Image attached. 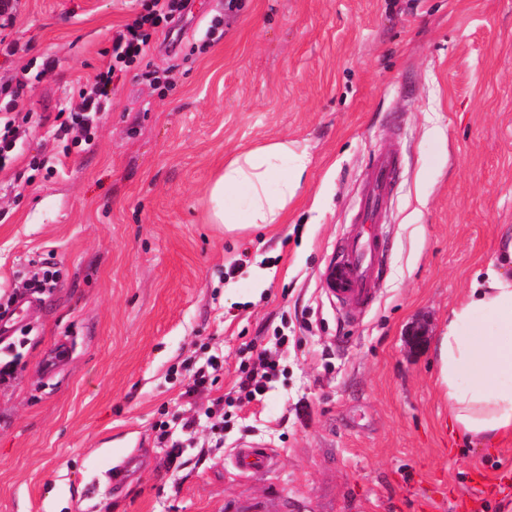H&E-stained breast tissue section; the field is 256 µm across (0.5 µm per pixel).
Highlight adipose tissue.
Listing matches in <instances>:
<instances>
[{"instance_id": "ef3b65f1", "label": "adipose tissue", "mask_w": 512, "mask_h": 512, "mask_svg": "<svg viewBox=\"0 0 512 512\" xmlns=\"http://www.w3.org/2000/svg\"><path fill=\"white\" fill-rule=\"evenodd\" d=\"M305 150L281 140L234 154L209 187L208 221L227 231L278 224L307 175ZM438 383L460 433L512 436V238L448 314L437 345Z\"/></svg>"}]
</instances>
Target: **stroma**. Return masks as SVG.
Returning a JSON list of instances; mask_svg holds the SVG:
<instances>
[{"label": "stroma", "mask_w": 512, "mask_h": 512, "mask_svg": "<svg viewBox=\"0 0 512 512\" xmlns=\"http://www.w3.org/2000/svg\"><path fill=\"white\" fill-rule=\"evenodd\" d=\"M237 3L194 0L178 53L154 34L95 146L68 151L55 117L143 0H16L0 83L33 78L28 135L0 169V297L45 258L62 279L32 294L0 385V512H512V437L466 441L432 362L512 229V0ZM44 55L58 66L40 80ZM283 139L311 162L282 223H207L224 162ZM381 148L400 174L376 302L353 320L323 271ZM35 156L48 171L17 181ZM265 349V397L236 400L241 362ZM211 355L216 383L187 397ZM222 395L223 428L158 444L157 423ZM250 444L277 461L243 477L231 456ZM133 452L144 472L110 486Z\"/></svg>", "instance_id": "1"}]
</instances>
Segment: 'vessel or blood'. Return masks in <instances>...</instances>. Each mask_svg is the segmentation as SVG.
I'll return each instance as SVG.
<instances>
[{"instance_id":"1","label":"vessel or blood","mask_w":512,"mask_h":512,"mask_svg":"<svg viewBox=\"0 0 512 512\" xmlns=\"http://www.w3.org/2000/svg\"><path fill=\"white\" fill-rule=\"evenodd\" d=\"M397 167L398 158L392 151L382 149L374 154L358 195L352 223L337 241L336 251L326 266V290L351 318L365 312L375 302L370 281L385 247L380 223ZM273 460L270 449L254 446L238 449L233 455L236 470L243 474L258 466L271 465Z\"/></svg>"}]
</instances>
